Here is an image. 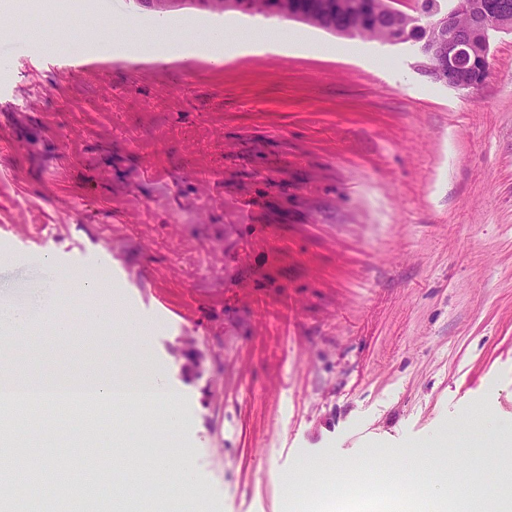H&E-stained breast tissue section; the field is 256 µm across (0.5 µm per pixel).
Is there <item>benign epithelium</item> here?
I'll return each mask as SVG.
<instances>
[{"label":"benign epithelium","instance_id":"7a95c632","mask_svg":"<svg viewBox=\"0 0 512 512\" xmlns=\"http://www.w3.org/2000/svg\"><path fill=\"white\" fill-rule=\"evenodd\" d=\"M508 10L504 0H488L474 12L467 0L458 3L432 21L431 47L420 54V66H428V58L437 57L441 65L435 72L436 81L458 90L474 88L467 79V46L478 35L490 41L491 32L502 29L499 15Z\"/></svg>","mask_w":512,"mask_h":512}]
</instances>
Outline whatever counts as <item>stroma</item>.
Listing matches in <instances>:
<instances>
[{"instance_id": "obj_1", "label": "stroma", "mask_w": 512, "mask_h": 512, "mask_svg": "<svg viewBox=\"0 0 512 512\" xmlns=\"http://www.w3.org/2000/svg\"><path fill=\"white\" fill-rule=\"evenodd\" d=\"M220 16L322 43L336 33L251 15L232 0H130L124 21ZM113 17L17 5L0 49V302L40 292L20 250L64 256V313L86 338L83 275L108 280L149 326L89 340L82 356L21 346L13 362L156 365L185 390L175 422L88 447L24 441L50 478L57 449L98 472L200 492L163 512H281L306 455L338 460L434 442L482 490L502 481L493 436L512 438V32L493 33L470 90L417 67L412 43L360 38L342 59L308 49L214 67L132 52L62 68L65 42ZM394 62L375 69L370 57ZM111 262L92 265L95 253Z\"/></svg>"}]
</instances>
